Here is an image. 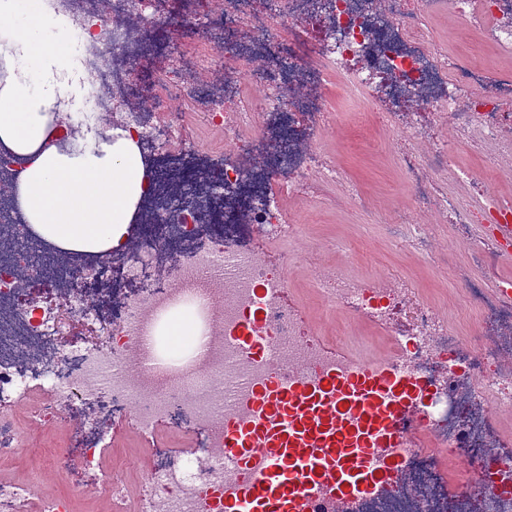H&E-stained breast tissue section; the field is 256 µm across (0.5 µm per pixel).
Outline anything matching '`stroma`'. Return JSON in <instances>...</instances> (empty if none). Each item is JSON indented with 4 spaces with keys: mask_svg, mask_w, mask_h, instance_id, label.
<instances>
[{
    "mask_svg": "<svg viewBox=\"0 0 512 512\" xmlns=\"http://www.w3.org/2000/svg\"><path fill=\"white\" fill-rule=\"evenodd\" d=\"M336 123V131L327 132L319 140L318 148L344 170V180L326 188V206L296 238L264 239L260 247L273 261L296 253L308 255V263L289 267L286 292L288 303L303 314L305 335L315 337L324 349L337 348L351 357L359 356V342H369L372 356L381 361L388 357L390 348L385 336L370 323L355 325L357 344L337 347L340 322L326 314L313 296L312 285L318 273L331 267L363 280L376 272L397 269L417 288L420 298L455 330L459 324L451 294L461 284L453 271L458 268L479 275L471 254L473 240L480 230L471 228L469 235L463 236L440 223L434 211L415 209L409 214L410 221L429 236L432 251L442 257L443 263L429 265L420 254L403 247L387 222L394 207L406 203L403 176L391 160L397 142L388 138L385 127L373 121L356 127L347 113L340 112ZM353 195L364 197L366 206L348 204V197ZM368 255L374 258L375 268L365 266L364 258ZM30 406V401L25 400L9 410L27 446L10 459H0V478L25 480L35 474L39 486L51 487L57 495L73 496V512H110L112 473L107 468L99 471L84 467L82 449L76 444V421L64 412L54 428L41 432L30 424ZM110 432L113 459H121L131 449L138 452V462L130 473L135 484L147 481L152 467L150 449L176 452L191 443L187 434L175 433L167 419L159 421L151 434L142 435L120 415Z\"/></svg>",
    "mask_w": 512,
    "mask_h": 512,
    "instance_id": "35a3bbf8",
    "label": "stroma"
}]
</instances>
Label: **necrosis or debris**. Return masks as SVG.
Masks as SVG:
<instances>
[{
    "label": "necrosis or debris",
    "mask_w": 512,
    "mask_h": 512,
    "mask_svg": "<svg viewBox=\"0 0 512 512\" xmlns=\"http://www.w3.org/2000/svg\"><path fill=\"white\" fill-rule=\"evenodd\" d=\"M253 2L222 0L212 9L207 37L171 58L178 75L163 83L169 98L194 103L197 122L223 128L236 145L223 168L213 169L181 140L185 113L162 123L155 97L143 95L131 78L141 42L127 25L158 29L164 18L159 0H42L75 43L91 87L64 121L76 129L97 122L151 144L141 230L130 254L115 257L112 276H105V264L51 249L33 235L17 202L21 175L0 158V457L14 454L18 444L9 407L35 390L42 398L31 411L41 422L64 409L81 417L84 464L92 470L109 452L115 409L87 415L81 401L110 391L136 430L147 434L179 398L193 428L191 445L177 455L154 449L152 478L134 512H217L211 490L247 479L224 452V419L243 415L239 399L252 377L263 368L285 380L314 375L320 351L283 301L287 265L262 259L251 241L297 236L307 222L274 198L272 180L280 171L288 173V190L313 211L322 185L342 178L316 150L335 122L321 89L327 76H336L343 97L360 100L350 114L354 123L386 112L387 129L405 142L395 163L412 207L434 210L461 231L480 227L474 250L487 272L512 249L501 232L512 225V194L497 188L498 180L512 176V71L497 74L476 59L483 47L512 56V0H269L273 12L306 21L301 32L285 38ZM438 10L477 32V42L449 52L425 24ZM419 111L428 114L429 125L451 124L454 139L430 136L415 117ZM418 142L428 151H415ZM463 148L485 157V166L456 172ZM188 168L196 181L174 194ZM450 172L460 185L454 192L442 185ZM201 237L210 239V248L173 272L166 294L148 301L129 295L128 284L143 268L167 269L169 254ZM75 269L89 285L78 294L67 287ZM385 279L381 290L332 272L315 282L314 294L329 314L385 328L393 350L383 366L423 383L416 426L434 435L435 447L408 449L400 487L389 495L361 493L355 512H512V440L494 424L498 413L512 410V371L502 366L512 358V336L498 337L502 326H512L506 293L512 280L499 290L480 278L465 279L458 317H478L491 338L477 347L415 299L405 276L392 270ZM36 284L47 289L45 304L33 302ZM197 299L211 318L190 357L182 343L157 329L172 307ZM259 305L270 343L263 364L234 337ZM102 312L110 324L97 340L69 336V324L92 323ZM447 456L462 472L453 494ZM36 487L0 479V512L26 504L34 512H72L66 496L36 501Z\"/></svg>",
    "instance_id": "obj_1"
}]
</instances>
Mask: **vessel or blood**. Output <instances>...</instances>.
I'll return each instance as SVG.
<instances>
[{
	"mask_svg": "<svg viewBox=\"0 0 512 512\" xmlns=\"http://www.w3.org/2000/svg\"><path fill=\"white\" fill-rule=\"evenodd\" d=\"M263 321L254 311L240 326V342L257 357ZM326 359L311 379L263 375L247 398L254 418H225L224 449L249 475L220 489L236 512H348L358 491L379 490L376 460L415 446L421 385L339 353Z\"/></svg>",
	"mask_w": 512,
	"mask_h": 512,
	"instance_id": "vessel-or-blood-1",
	"label": "vessel or blood"
}]
</instances>
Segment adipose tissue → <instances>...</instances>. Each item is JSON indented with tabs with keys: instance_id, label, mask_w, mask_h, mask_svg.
I'll return each instance as SVG.
<instances>
[{
	"instance_id": "1",
	"label": "adipose tissue",
	"mask_w": 512,
	"mask_h": 512,
	"mask_svg": "<svg viewBox=\"0 0 512 512\" xmlns=\"http://www.w3.org/2000/svg\"><path fill=\"white\" fill-rule=\"evenodd\" d=\"M1 43L16 55L0 86V143L27 159L18 200L29 224L64 249L121 252L149 186L133 139L91 130L76 149L56 147L70 131L51 128V110L74 111L90 87L72 42L34 0H0Z\"/></svg>"
}]
</instances>
